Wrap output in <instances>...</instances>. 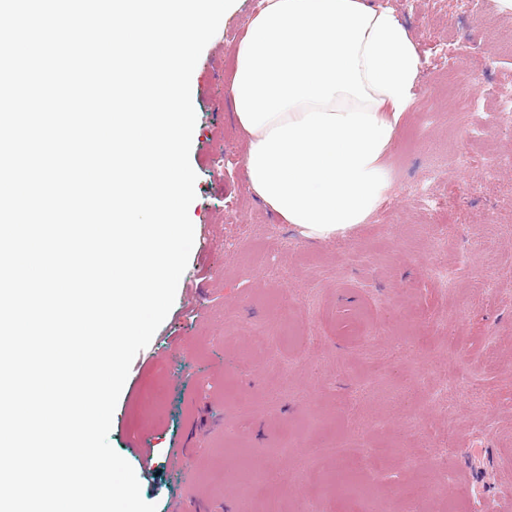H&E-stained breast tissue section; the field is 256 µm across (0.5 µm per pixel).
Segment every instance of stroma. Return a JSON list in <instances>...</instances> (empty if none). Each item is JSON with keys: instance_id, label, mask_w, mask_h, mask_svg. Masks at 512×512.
Returning a JSON list of instances; mask_svg holds the SVG:
<instances>
[{"instance_id": "1", "label": "stroma", "mask_w": 512, "mask_h": 512, "mask_svg": "<svg viewBox=\"0 0 512 512\" xmlns=\"http://www.w3.org/2000/svg\"><path fill=\"white\" fill-rule=\"evenodd\" d=\"M387 2L423 66L390 195L346 240L307 242L247 189L229 84L258 0H237L193 71L194 244L108 435L126 460L135 441L152 450L136 475L157 512H260L245 497L258 465L281 474L268 490L287 512H445L450 494L475 512L467 475L512 512V127L495 121L512 15ZM466 103L483 139L461 131ZM340 442L342 457L318 456Z\"/></svg>"}]
</instances>
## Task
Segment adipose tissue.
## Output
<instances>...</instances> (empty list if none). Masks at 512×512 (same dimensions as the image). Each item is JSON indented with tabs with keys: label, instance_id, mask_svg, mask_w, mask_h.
<instances>
[{
	"label": "adipose tissue",
	"instance_id": "1",
	"mask_svg": "<svg viewBox=\"0 0 512 512\" xmlns=\"http://www.w3.org/2000/svg\"><path fill=\"white\" fill-rule=\"evenodd\" d=\"M421 66L383 0H259L230 86L251 195L307 240L370 223Z\"/></svg>",
	"mask_w": 512,
	"mask_h": 512
}]
</instances>
